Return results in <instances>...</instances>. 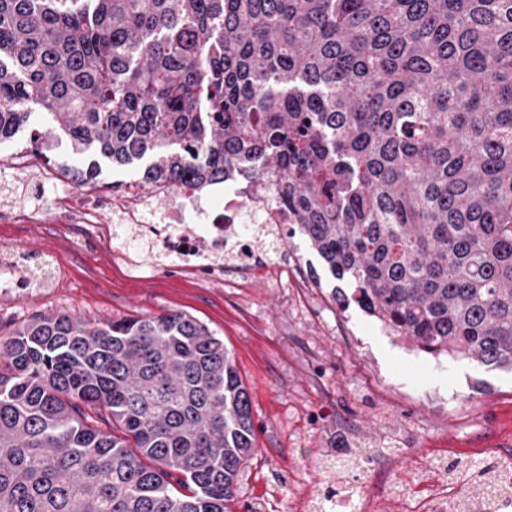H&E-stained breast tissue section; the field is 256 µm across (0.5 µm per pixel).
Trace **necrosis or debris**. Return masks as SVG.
Segmentation results:
<instances>
[{"label":"necrosis or debris","mask_w":512,"mask_h":512,"mask_svg":"<svg viewBox=\"0 0 512 512\" xmlns=\"http://www.w3.org/2000/svg\"><path fill=\"white\" fill-rule=\"evenodd\" d=\"M271 185L215 181L207 188L164 181L133 185L112 196L109 211H85L90 224L117 217L134 236L148 239L159 258L212 272L225 260L250 268L268 239L283 240L292 217Z\"/></svg>","instance_id":"necrosis-or-debris-1"}]
</instances>
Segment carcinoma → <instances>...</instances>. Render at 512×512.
I'll return each mask as SVG.
<instances>
[{
  "label": "carcinoma",
  "instance_id": "1",
  "mask_svg": "<svg viewBox=\"0 0 512 512\" xmlns=\"http://www.w3.org/2000/svg\"><path fill=\"white\" fill-rule=\"evenodd\" d=\"M35 108L41 144L95 155L80 186L277 178L387 335L512 371V0H0V142ZM255 451L183 313L45 315L0 349V512H232ZM139 172L135 167H116L109 164H102L100 175L92 187L78 186L84 193L85 207H101L107 209L108 196L112 190L120 189L127 183L132 181H139ZM120 181V183H115Z\"/></svg>",
  "mask_w": 512,
  "mask_h": 512
}]
</instances>
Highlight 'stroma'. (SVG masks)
Returning <instances> with one entry per match:
<instances>
[{"instance_id": "1", "label": "stroma", "mask_w": 512, "mask_h": 512, "mask_svg": "<svg viewBox=\"0 0 512 512\" xmlns=\"http://www.w3.org/2000/svg\"><path fill=\"white\" fill-rule=\"evenodd\" d=\"M134 167L103 165L84 204L107 207ZM62 183L16 170L0 207V342L27 321L67 313L86 320L181 311L223 339L252 404L256 451L244 464L233 512H291L299 486L366 494L370 512L455 500L467 464L512 456V371L465 358L436 360L395 345L298 236L260 266L205 275L167 260L137 264L108 224L60 218ZM41 208L27 223L20 208ZM46 265L41 280L24 267ZM371 446L385 455L356 471L330 458ZM457 467V480L444 468Z\"/></svg>"}]
</instances>
